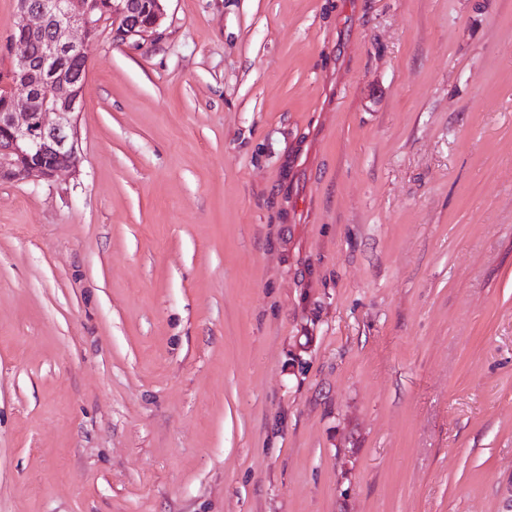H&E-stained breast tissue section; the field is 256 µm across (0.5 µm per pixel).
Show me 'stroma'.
I'll return each mask as SVG.
<instances>
[{
    "label": "stroma",
    "instance_id": "1",
    "mask_svg": "<svg viewBox=\"0 0 512 512\" xmlns=\"http://www.w3.org/2000/svg\"><path fill=\"white\" fill-rule=\"evenodd\" d=\"M163 5L0 184V512H512V0Z\"/></svg>",
    "mask_w": 512,
    "mask_h": 512
}]
</instances>
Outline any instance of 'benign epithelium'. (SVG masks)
<instances>
[{"instance_id":"1","label":"benign epithelium","mask_w":512,"mask_h":512,"mask_svg":"<svg viewBox=\"0 0 512 512\" xmlns=\"http://www.w3.org/2000/svg\"><path fill=\"white\" fill-rule=\"evenodd\" d=\"M99 5L98 0H84L75 9L71 0H17L9 43L16 54L0 111V182L36 177L51 183L78 171L81 141L76 120L84 108L85 78L62 72L59 63L73 51L87 57L91 18ZM108 5L112 18L121 20L117 35L124 41L157 31L164 19L162 0H154L148 18L143 0H110Z\"/></svg>"}]
</instances>
